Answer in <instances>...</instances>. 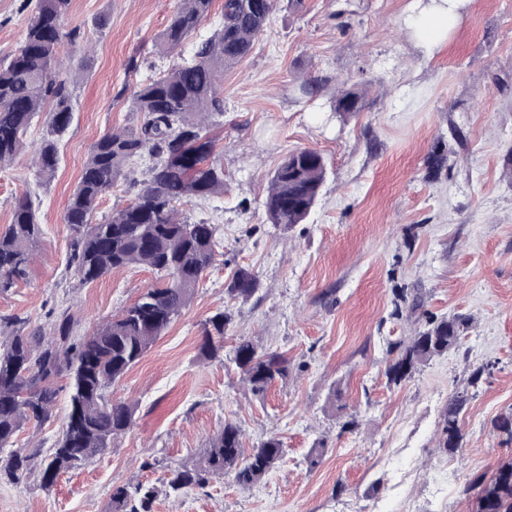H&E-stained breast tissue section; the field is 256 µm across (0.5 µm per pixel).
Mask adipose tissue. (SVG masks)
<instances>
[{
  "mask_svg": "<svg viewBox=\"0 0 512 512\" xmlns=\"http://www.w3.org/2000/svg\"><path fill=\"white\" fill-rule=\"evenodd\" d=\"M468 3L469 0H411L405 24L418 44L430 52L446 42Z\"/></svg>",
  "mask_w": 512,
  "mask_h": 512,
  "instance_id": "1",
  "label": "adipose tissue"
}]
</instances>
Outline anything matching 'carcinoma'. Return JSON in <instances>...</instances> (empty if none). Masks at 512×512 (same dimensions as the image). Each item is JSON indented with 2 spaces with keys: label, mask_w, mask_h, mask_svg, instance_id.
I'll return each instance as SVG.
<instances>
[{
  "label": "carcinoma",
  "mask_w": 512,
  "mask_h": 512,
  "mask_svg": "<svg viewBox=\"0 0 512 512\" xmlns=\"http://www.w3.org/2000/svg\"><path fill=\"white\" fill-rule=\"evenodd\" d=\"M177 2L158 37L161 54L182 46L209 16L214 0ZM70 3L38 0L19 47L0 60V166L14 160L32 121L45 111L50 134L36 154L38 174L44 179L56 172L59 139L72 119L77 77L60 76L63 42L75 47L81 40L76 29L61 31L60 20ZM275 6L276 0H224L220 27L211 36L168 73L137 86V125L109 130L92 145L64 214L73 236L68 267L83 284L129 267L155 272L159 283L85 336L74 335L76 320L66 309L56 313L48 333L41 327L28 330L29 320L19 315L0 316V479L18 485L37 472L40 486L48 489L60 474L104 455L133 426L136 405L112 399L110 389L181 315L216 259V226L178 218L177 205L224 192V167L214 158L215 141L210 137L212 118L224 115L220 83L224 70L252 53ZM363 98L361 90L344 88L332 99V111L339 116L359 112ZM145 154L151 166L135 201L94 222L101 198ZM325 175V160L318 151L288 153L269 178L263 201L267 222L289 230L305 221ZM42 235L31 196L17 198L11 224L0 233V292L27 279ZM258 289L257 276L239 268L227 293L246 301ZM231 322L226 311L204 321L201 352L206 358L216 359L224 350ZM470 324L462 314L427 317L422 329L392 348L385 370L388 383L402 384L457 346ZM230 361L259 399L288 378V360L251 339L235 345ZM485 371L475 369L468 386L448 400L441 415V452L453 454L461 447V414L470 399L469 388L477 386ZM62 375L68 378L66 421L51 453L38 463L35 454L15 447V439L25 426L38 427L51 417L58 396L55 380ZM493 429L503 442L512 443V411L498 416ZM282 456V443L275 436L245 452L240 426L226 421L200 460L170 470L164 491L181 494L225 474L248 488ZM472 490L476 512H512V459L499 464L489 480L466 488ZM158 494L153 485L118 487L112 492V512H151Z\"/></svg>",
  "instance_id": "1"
}]
</instances>
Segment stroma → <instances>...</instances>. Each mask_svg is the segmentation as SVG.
<instances>
[{"label": "stroma", "mask_w": 512, "mask_h": 512, "mask_svg": "<svg viewBox=\"0 0 512 512\" xmlns=\"http://www.w3.org/2000/svg\"><path fill=\"white\" fill-rule=\"evenodd\" d=\"M37 2L0 0V59L19 46ZM223 2L214 0L181 54L163 56L155 41L177 0H71L62 26L80 30L82 45L61 48L77 85L56 173L42 179L33 164L49 134L41 116L24 151L0 169V231L26 193L43 226L29 277L0 293L1 316L44 327L68 307L82 336L155 283L154 273L128 268L80 284L67 268L72 233L63 213L93 143L137 124V84L167 73L209 37ZM408 3L305 0L296 10L278 0L253 52L224 73V116L212 130L224 192L180 207L188 222L218 225L216 261L112 391L136 403L133 427L52 488L1 483L0 512H109L113 489L162 486L228 420L241 426L247 449L277 435L276 468L248 488L227 475L203 489L161 493L151 512H472L464 487L512 458V444L492 427L512 409V0H470L430 54L403 22ZM310 78L319 87L307 94ZM343 83L365 99L340 119L329 101ZM298 148L320 151L327 174L308 218L288 231L267 222L262 201L270 172ZM240 267L260 281L245 302L226 293ZM222 310L232 315L226 355L207 360L202 324ZM455 313L472 319L459 344L411 380L388 384L389 345L426 316ZM242 339L288 360L286 382L265 398L250 393L228 358ZM487 364L492 370L462 415V448L439 452L444 407ZM66 383L56 381L51 420L25 426L17 447L48 455L67 412ZM320 444L326 452L310 466Z\"/></svg>", "instance_id": "obj_1"}]
</instances>
